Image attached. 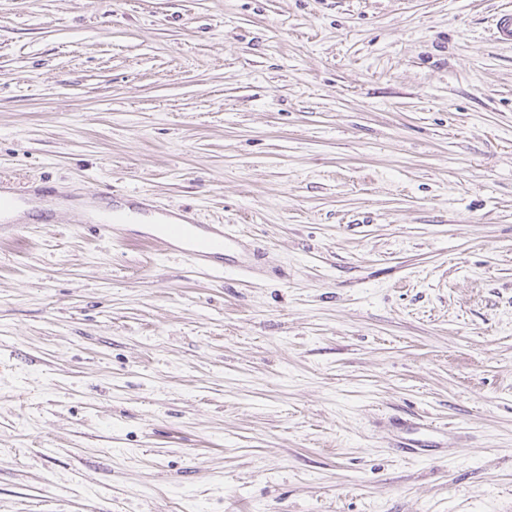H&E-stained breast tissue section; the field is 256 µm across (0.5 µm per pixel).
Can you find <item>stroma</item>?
Listing matches in <instances>:
<instances>
[{
  "mask_svg": "<svg viewBox=\"0 0 512 512\" xmlns=\"http://www.w3.org/2000/svg\"><path fill=\"white\" fill-rule=\"evenodd\" d=\"M509 7L0 0V181L57 189L0 243V512H512ZM106 186L238 250L93 235ZM139 207L142 214L157 222L151 232L140 235L141 242L159 247L168 254L185 257L191 265L203 270L224 271V255L237 245L222 224H199L187 210H173L156 205L146 194Z\"/></svg>",
  "mask_w": 512,
  "mask_h": 512,
  "instance_id": "obj_1",
  "label": "stroma"
}]
</instances>
